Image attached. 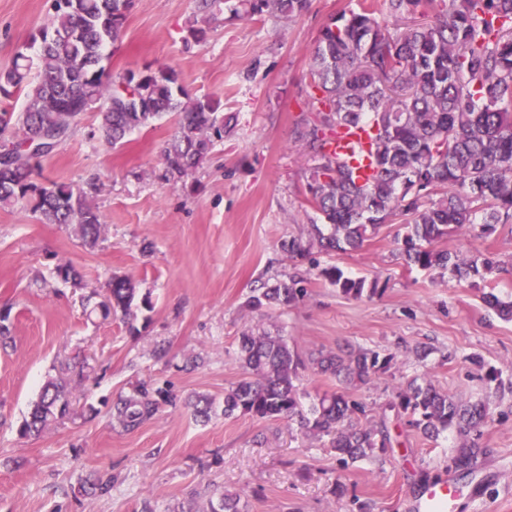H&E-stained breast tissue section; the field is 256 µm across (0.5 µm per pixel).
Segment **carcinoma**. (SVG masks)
<instances>
[{"instance_id":"cac0c4a2","label":"carcinoma","mask_w":512,"mask_h":512,"mask_svg":"<svg viewBox=\"0 0 512 512\" xmlns=\"http://www.w3.org/2000/svg\"><path fill=\"white\" fill-rule=\"evenodd\" d=\"M132 0H68L53 8L39 31L37 75L18 49L11 66L0 70V94L26 91L21 112H0V208H30L42 224L76 226L84 244L97 245L102 215L86 192L71 184L30 179L34 156L27 137L45 130L54 137L40 155L55 152L75 132L83 114L98 109L109 143H123L133 130L174 113L177 128L164 163L168 179L180 181L197 170L214 144L235 127V115L217 111L209 99H191L171 68L110 77L101 65L108 44L124 30ZM249 16L264 13L291 19L308 10L309 0H242ZM343 11L323 26L313 50L309 85L314 122H302L299 141L313 162L308 202L323 223L309 225L308 239L283 245L290 258L307 263L317 276L355 299L378 292V283L350 277L337 266L319 267L313 248L341 251L361 246L367 234L398 218L405 233L399 256L409 267L449 272L457 280L509 273L493 256L465 261L436 247L466 226L481 224L491 235L512 223V0H379ZM395 19L393 28L377 13ZM370 128L367 147L372 174L357 180L354 168L329 150L346 129ZM306 279L253 290V311L287 308L306 292ZM137 289L122 276L109 282L103 317L129 315ZM485 304L512 319V300L484 294ZM240 379L224 391V416L256 419L299 418L308 431L330 437L336 460L347 467L391 445L385 425L363 424L364 407L344 391L317 395L309 414L301 406V370L306 368L287 339L265 330L237 337ZM393 356L367 349L321 352L312 364L348 386L368 383L390 368ZM69 391L49 380L23 425L40 432L66 414ZM175 397L147 385L120 400L115 418L126 430L151 419ZM397 407L427 438L454 430L466 437L456 448L461 475L472 473L483 449L467 439L485 421L482 401H464L430 381L412 380L398 393ZM239 499L222 494L210 512H239Z\"/></svg>"}]
</instances>
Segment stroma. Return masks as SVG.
<instances>
[{
  "instance_id": "stroma-1",
  "label": "stroma",
  "mask_w": 512,
  "mask_h": 512,
  "mask_svg": "<svg viewBox=\"0 0 512 512\" xmlns=\"http://www.w3.org/2000/svg\"><path fill=\"white\" fill-rule=\"evenodd\" d=\"M361 0H311L284 19L239 16L224 0L208 18L195 0H133L122 36L108 46L109 75L174 69L189 96L218 102L237 117L231 136L180 181L165 176L164 150L176 130L166 115L109 144L97 112L83 115L55 153L34 158L33 179L90 190L104 224L97 247L72 226L43 224L26 208L0 209V311L12 340L0 348V512H209L231 493L240 512H414L427 484L454 470L456 432L424 437L396 409L412 379L466 401H484V453L458 480L454 512H512V321L485 293L512 297V280L472 287L451 275L408 268L398 259L401 223L384 224L363 246L319 255L321 265L378 279L381 292L342 295L309 275L306 296L265 313L246 300L261 283L297 270L281 244L306 239L315 212L306 201L309 163L297 139L308 118L312 52L336 13ZM51 0H0V69L45 26ZM203 36H193V29ZM442 249L512 262V224L490 236L460 230ZM73 265L80 284L58 278ZM129 277L151 309L102 318L96 308L112 275ZM265 329L303 358L351 345L392 355L389 371L351 395L365 420L385 424L391 446L349 467L298 420L224 417L203 422L192 404H223L240 377L236 338ZM167 356L157 359L159 348ZM67 382L71 411L37 436L20 432L44 383ZM142 382L177 401L127 432L112 405ZM101 474L103 495L80 492Z\"/></svg>"
}]
</instances>
